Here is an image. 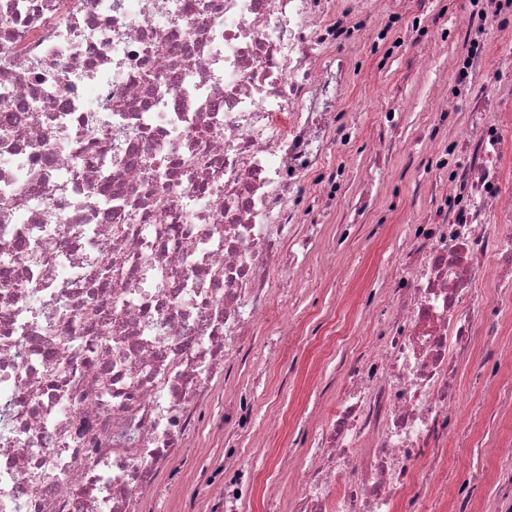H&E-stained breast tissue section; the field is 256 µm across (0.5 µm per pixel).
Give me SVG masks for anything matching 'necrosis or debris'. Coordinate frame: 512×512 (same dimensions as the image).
<instances>
[{"instance_id":"1","label":"necrosis or debris","mask_w":512,"mask_h":512,"mask_svg":"<svg viewBox=\"0 0 512 512\" xmlns=\"http://www.w3.org/2000/svg\"><path fill=\"white\" fill-rule=\"evenodd\" d=\"M334 0H0V512H140L194 409L302 267L300 179L328 148L357 35ZM456 205L411 227L380 339L288 503L396 512L458 427L457 381L512 296L508 149L462 133ZM498 280L499 270L494 266L490 259H486L482 277L478 284V289L481 290L482 294L488 300L489 312L492 310L495 312L500 303L497 288H495V284Z\"/></svg>"}]
</instances>
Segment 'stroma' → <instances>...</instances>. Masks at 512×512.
I'll return each instance as SVG.
<instances>
[{
	"instance_id": "35a3bbf8",
	"label": "stroma",
	"mask_w": 512,
	"mask_h": 512,
	"mask_svg": "<svg viewBox=\"0 0 512 512\" xmlns=\"http://www.w3.org/2000/svg\"><path fill=\"white\" fill-rule=\"evenodd\" d=\"M472 2L346 0L361 36L327 54L347 69L334 127L355 132L327 153L323 171L335 173L341 200L331 205L321 198L323 173L303 178V215L317 226L308 263L292 273L287 296L273 298L272 316L196 406L188 446L159 468L145 512H211L228 456L254 474L244 512H265L269 495H294L287 458L312 448L311 408L334 402L370 352L379 330L373 317L389 308L391 265L407 227L423 223L448 194L435 146L475 128L472 105L483 95L486 74H495L499 85L486 114L512 145V0H501L484 18L482 66L461 85L455 61L468 33L454 20L471 13ZM423 53L429 66L417 63ZM390 112L398 113L396 122H388ZM359 195L366 206L356 216L346 201ZM284 308L293 317L285 331L277 318ZM473 333L476 351L458 381L467 413L437 452L430 488L420 498L425 512H453L462 484L473 512H482L498 490V474L512 470V412L503 408V389L512 386V318L499 321L496 336H488L482 322ZM493 343L497 377L490 387L478 373ZM271 416L279 425L269 432Z\"/></svg>"
}]
</instances>
